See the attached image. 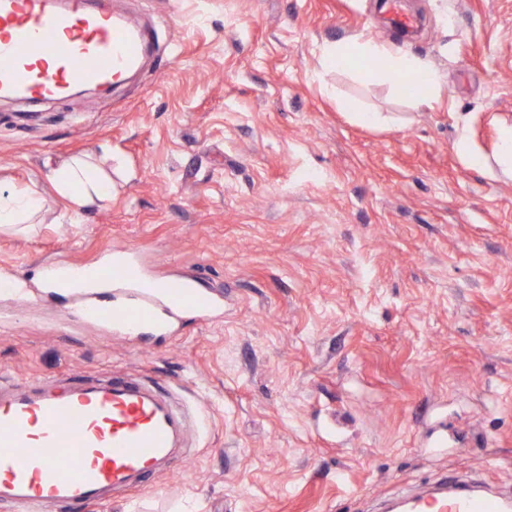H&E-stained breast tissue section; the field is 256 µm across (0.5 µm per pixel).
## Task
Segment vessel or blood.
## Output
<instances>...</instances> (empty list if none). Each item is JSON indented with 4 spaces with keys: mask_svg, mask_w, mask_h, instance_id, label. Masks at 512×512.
Returning a JSON list of instances; mask_svg holds the SVG:
<instances>
[{
    "mask_svg": "<svg viewBox=\"0 0 512 512\" xmlns=\"http://www.w3.org/2000/svg\"><path fill=\"white\" fill-rule=\"evenodd\" d=\"M150 31L112 0H0V95H63L73 77L113 85L134 69ZM108 292L86 291L84 312L114 334H170L183 319L208 321L222 295L196 282L157 283L131 256L108 266ZM197 406L140 375L74 373L20 386L0 383V506L57 512L120 497L193 452ZM405 512H512V502L476 494L457 477L405 499Z\"/></svg>",
    "mask_w": 512,
    "mask_h": 512,
    "instance_id": "vessel-or-blood-1",
    "label": "vessel or blood"
}]
</instances>
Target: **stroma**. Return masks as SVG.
<instances>
[{
	"instance_id": "35a3bbf8",
	"label": "stroma",
	"mask_w": 512,
	"mask_h": 512,
	"mask_svg": "<svg viewBox=\"0 0 512 512\" xmlns=\"http://www.w3.org/2000/svg\"><path fill=\"white\" fill-rule=\"evenodd\" d=\"M159 47L106 91L0 101V194L42 200L0 229V380L129 371L203 410L196 455L86 512H369L450 473L512 491V0H115ZM370 41L443 76L421 105L367 60ZM360 112L386 124L367 126ZM112 152L109 198L71 223L50 175ZM135 250L199 279L220 320L137 343L75 316L52 265ZM496 165L502 173L512 174V127L501 130L499 137V151L495 157Z\"/></svg>"
}]
</instances>
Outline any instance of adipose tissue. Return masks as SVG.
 <instances>
[{"mask_svg":"<svg viewBox=\"0 0 512 512\" xmlns=\"http://www.w3.org/2000/svg\"><path fill=\"white\" fill-rule=\"evenodd\" d=\"M352 54L378 59L383 63L382 68L364 71L363 79L371 81L383 73L392 75L396 79L415 74L420 78V88L415 95L416 102L429 105L436 100L441 89L442 78L434 68L426 66L411 56L390 55L384 48L368 42L339 40L329 44L322 53L320 63L325 71L331 72L339 69L343 60ZM52 180L60 194L78 208L107 199L112 194L110 176L99 166L80 158H70L59 163L52 172Z\"/></svg>","mask_w":512,"mask_h":512,"instance_id":"ef3b65f1","label":"adipose tissue"}]
</instances>
